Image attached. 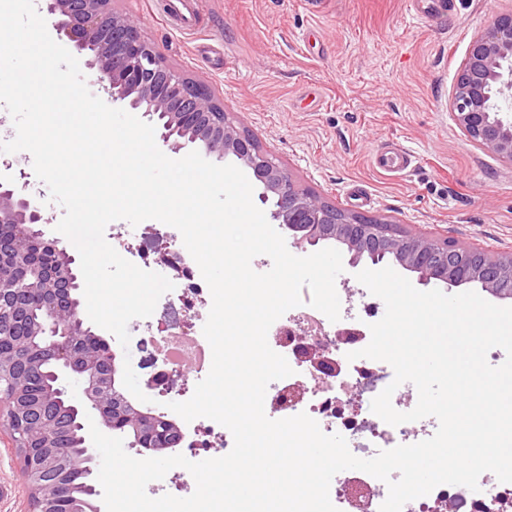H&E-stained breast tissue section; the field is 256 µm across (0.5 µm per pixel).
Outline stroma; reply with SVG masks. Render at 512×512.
<instances>
[{
  "mask_svg": "<svg viewBox=\"0 0 512 512\" xmlns=\"http://www.w3.org/2000/svg\"><path fill=\"white\" fill-rule=\"evenodd\" d=\"M430 24L428 0H199L192 30L166 21L152 0H114L167 63L206 83L225 112L274 154L295 184L337 207L421 231L460 247L512 253V163L475 147L449 100L470 39L512 10V0H447ZM411 150L403 175L374 166L377 152ZM0 181L25 172L44 205L46 238L58 239L63 207L12 153ZM118 253L181 246L156 220L105 229ZM22 462L0 431V512H29Z\"/></svg>",
  "mask_w": 512,
  "mask_h": 512,
  "instance_id": "obj_1",
  "label": "stroma"
}]
</instances>
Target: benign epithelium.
<instances>
[{
    "label": "benign epithelium",
    "instance_id": "benign-epithelium-1",
    "mask_svg": "<svg viewBox=\"0 0 512 512\" xmlns=\"http://www.w3.org/2000/svg\"><path fill=\"white\" fill-rule=\"evenodd\" d=\"M40 11L54 19L57 40L84 56L112 103L156 122L159 140L179 154L195 148L207 157L233 158L257 181L261 203H271L272 223L291 232L305 251L332 240L355 267L393 264L432 282L460 287L477 284L500 299H512V254L463 248L421 233L403 231L384 220L348 213L324 197L298 188L286 169L255 137L238 127L208 87L167 65L156 45L112 0H40ZM512 98V10L499 15L487 32L474 36L466 49L450 100L457 127L476 147L512 163V119L502 116L500 101ZM27 174L15 184L0 183V225L13 237L0 238V371L16 377L8 402L7 426L15 438L27 480L31 512H102L101 490L78 496L61 455L73 429L94 471L92 440L86 415L102 430L123 435L137 453H166L180 447L179 425L135 404L121 383L122 360L83 316L74 297L75 259L54 242L55 256L42 262L35 248L49 223L44 208L27 192ZM298 334L299 359L329 377L335 361L329 347ZM50 375L52 388L31 399L23 378ZM173 372L161 370L146 387L164 394L175 385ZM79 388L73 394L71 386ZM54 480H46V474Z\"/></svg>",
    "mask_w": 512,
    "mask_h": 512
}]
</instances>
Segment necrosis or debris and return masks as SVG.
Segmentation results:
<instances>
[{"instance_id":"1","label":"necrosis or debris","mask_w":512,"mask_h":512,"mask_svg":"<svg viewBox=\"0 0 512 512\" xmlns=\"http://www.w3.org/2000/svg\"><path fill=\"white\" fill-rule=\"evenodd\" d=\"M360 313L365 320L360 334L353 341L338 345L336 359L339 372L331 383H324L319 376L308 371L295 349L290 348L286 336L289 329L303 326L317 334L320 342H334L336 325L320 311L310 305H300L289 310L271 327L279 334L280 342L274 343L275 352L283 355L294 371L293 381H309L307 393L296 403L284 406L281 417L287 418L307 413L327 434L343 436L353 455L363 459L374 457L378 451L399 445L413 444L432 437L439 426L436 418L426 417L413 422L392 426L384 422L371 410L372 400L394 378L392 367L383 361L359 358L347 360L349 352L366 347L371 339L369 326L379 321L383 313L376 302L362 299ZM362 387L356 407H349L347 393L355 387ZM360 484L367 487L370 497L366 505H359L350 491V481L343 474H336L331 481L329 495L339 512H379L388 495L385 482L370 474H363ZM478 490L460 485H440L429 494L406 503L402 512H435L438 505L453 502L457 512H484L488 503H496L499 512H512V483L500 482L490 472L483 473L478 480Z\"/></svg>"}]
</instances>
